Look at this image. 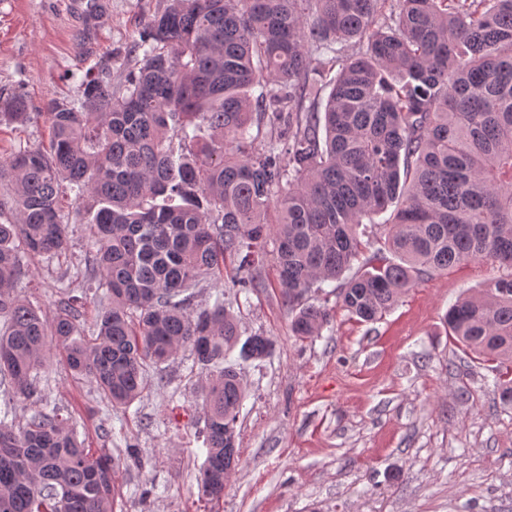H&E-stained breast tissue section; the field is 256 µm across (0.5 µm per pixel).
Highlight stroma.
Here are the masks:
<instances>
[{
    "label": "stroma",
    "instance_id": "35a3bbf8",
    "mask_svg": "<svg viewBox=\"0 0 512 512\" xmlns=\"http://www.w3.org/2000/svg\"><path fill=\"white\" fill-rule=\"evenodd\" d=\"M111 2L107 18L85 30L67 0H0V92L22 94L39 114L22 128L0 123V161L19 145L48 148L46 104L73 97L89 70L108 67L120 80L125 50L161 0ZM61 206L69 252L31 262L18 290L47 317L59 289L95 292L73 195ZM501 274L483 261L451 267L416 281L373 323L335 309L331 330L312 343L289 336L278 288L240 302L232 286L221 289L243 332L272 336L276 351L242 369L240 461L216 505L197 483L208 374L186 355L148 367L151 394L123 412L101 402L91 379H72L56 351L40 396L17 399L16 411L57 405L91 450L141 449L143 470L115 476L116 512H512V408L499 403L490 363L465 353L441 321L460 294ZM138 484L153 494L140 499Z\"/></svg>",
    "mask_w": 512,
    "mask_h": 512
}]
</instances>
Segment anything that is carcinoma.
<instances>
[{"mask_svg":"<svg viewBox=\"0 0 512 512\" xmlns=\"http://www.w3.org/2000/svg\"><path fill=\"white\" fill-rule=\"evenodd\" d=\"M126 56L120 84L105 68L47 104L49 150L0 162L13 190L0 202L4 415L39 396L55 349L115 409L143 397L148 364L187 352L212 371L199 482L218 502L245 399L228 357L260 365L275 342L242 337L222 290L193 307L194 288H266L270 255L305 342L330 323L311 300L329 282L369 323L424 276L475 260L512 270V0H163ZM0 116L24 126L35 113L7 94ZM64 189L86 207V273L101 290L88 338L83 298L62 292L47 318L14 293L25 262L69 248ZM390 208L394 261L370 253L373 217ZM443 323L506 365L496 386L512 406V273ZM140 465L134 445L90 453L56 407L0 419V512H115V470Z\"/></svg>","mask_w":512,"mask_h":512,"instance_id":"1","label":"carcinoma"}]
</instances>
